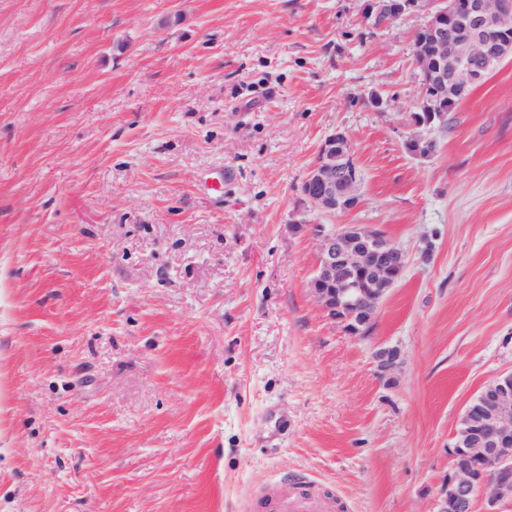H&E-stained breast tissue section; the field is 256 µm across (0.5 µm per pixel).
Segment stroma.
<instances>
[{
	"label": "stroma",
	"mask_w": 512,
	"mask_h": 512,
	"mask_svg": "<svg viewBox=\"0 0 512 512\" xmlns=\"http://www.w3.org/2000/svg\"><path fill=\"white\" fill-rule=\"evenodd\" d=\"M417 15L358 0H0V512H433L512 370V58L405 148ZM408 254L371 335L314 303L301 184ZM398 347L393 381L374 352ZM363 174L350 136L337 130L323 141L301 186L304 199L321 214L336 216L360 203ZM258 512H320L316 506L315 495L311 485L296 483L288 489V496L272 494L258 504Z\"/></svg>",
	"instance_id": "stroma-1"
}]
</instances>
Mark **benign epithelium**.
Returning <instances> with one entry per match:
<instances>
[{"label": "benign epithelium", "mask_w": 512, "mask_h": 512, "mask_svg": "<svg viewBox=\"0 0 512 512\" xmlns=\"http://www.w3.org/2000/svg\"><path fill=\"white\" fill-rule=\"evenodd\" d=\"M365 28L389 29L418 13L413 35L420 96L412 116L416 131L405 146L414 156L435 154L434 132L448 125V108L469 96L485 73L512 57V0H359ZM426 134L419 133V130ZM363 174L350 136L329 134L301 186L304 199L321 214L336 216L360 203ZM317 259L309 292L317 306L352 336L371 331L382 303L401 280L406 251L375 225L317 224ZM378 376L389 379L401 364L397 348L375 353ZM450 468L434 512H473L477 498L493 509L512 502V371L496 377L468 408L448 445Z\"/></svg>", "instance_id": "benign-epithelium-1"}]
</instances>
